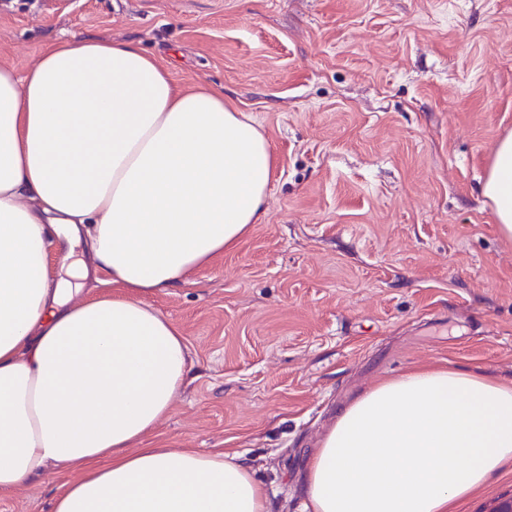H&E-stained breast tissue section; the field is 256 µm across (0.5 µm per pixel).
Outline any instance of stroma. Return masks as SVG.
I'll use <instances>...</instances> for the list:
<instances>
[{
	"label": "stroma",
	"mask_w": 512,
	"mask_h": 512,
	"mask_svg": "<svg viewBox=\"0 0 512 512\" xmlns=\"http://www.w3.org/2000/svg\"><path fill=\"white\" fill-rule=\"evenodd\" d=\"M131 42L270 142L263 223L150 304L190 377L145 447L231 451L304 512L339 407L460 367L512 381V240L480 193L512 132V0H0V63ZM37 479L0 512H49Z\"/></svg>",
	"instance_id": "35a3bbf8"
}]
</instances>
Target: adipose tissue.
Here are the masks:
<instances>
[{"label": "adipose tissue", "mask_w": 512, "mask_h": 512, "mask_svg": "<svg viewBox=\"0 0 512 512\" xmlns=\"http://www.w3.org/2000/svg\"><path fill=\"white\" fill-rule=\"evenodd\" d=\"M275 165L223 94L180 87L135 44L59 40L26 73L0 63V492L77 469L50 512H270L237 454L142 441L189 375L181 329L145 298L262 222ZM481 191L512 239V133ZM94 269L112 289L87 298ZM507 466L512 383L416 370L338 409L306 508L450 512Z\"/></svg>", "instance_id": "ef3b65f1"}]
</instances>
